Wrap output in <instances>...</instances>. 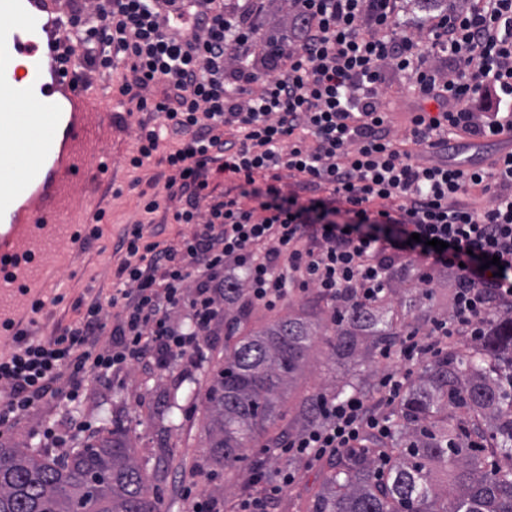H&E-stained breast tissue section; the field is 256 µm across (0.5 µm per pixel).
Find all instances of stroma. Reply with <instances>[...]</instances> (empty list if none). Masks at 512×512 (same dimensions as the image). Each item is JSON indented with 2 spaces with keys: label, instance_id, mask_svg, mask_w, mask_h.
Wrapping results in <instances>:
<instances>
[{
  "label": "stroma",
  "instance_id": "1",
  "mask_svg": "<svg viewBox=\"0 0 512 512\" xmlns=\"http://www.w3.org/2000/svg\"><path fill=\"white\" fill-rule=\"evenodd\" d=\"M138 115L114 120L111 135L102 137L100 145L112 156L110 181L112 192L106 193L101 207L106 217L102 235L89 243L83 253L57 256L59 283L46 288L45 296L62 294L60 305H46L39 333L52 335L57 327L75 320L78 299L96 293L108 297L115 272L121 261L115 246L126 225L141 218L140 192L166 197L165 178L161 167H152L140 186L131 187L133 178L125 158L131 151L137 129ZM206 359L196 367L175 362L165 372H147L132 364L103 380L86 384V398L79 410H71L60 401L49 402L27 414L0 443L11 445L30 442L39 447V439L31 438L32 430L47 424L64 437L68 447L80 448L106 436L113 426L128 429L135 453L146 464V475L152 488L158 489L164 500V512H192L193 502L183 493L191 486L211 499L218 512H231L244 497L251 475L250 468L239 470L235 481H225L223 474H209V449L205 435L207 418L198 400L208 388L216 364L224 357V325L216 323L206 339ZM354 359H330L323 345H315L289 388L285 405L295 408L309 393L337 382L355 368ZM182 390L185 397L177 422L164 421L162 414L168 394ZM255 457L266 469L294 471L293 484L285 487L270 503L268 512H310L315 498L322 491L323 465L313 467L279 452L256 449Z\"/></svg>",
  "mask_w": 512,
  "mask_h": 512
}]
</instances>
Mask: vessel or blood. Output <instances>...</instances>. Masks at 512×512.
Here are the masks:
<instances>
[{"label": "vessel or blood", "instance_id": "b4317fda", "mask_svg": "<svg viewBox=\"0 0 512 512\" xmlns=\"http://www.w3.org/2000/svg\"><path fill=\"white\" fill-rule=\"evenodd\" d=\"M69 13L57 0H0V160L21 159L17 173L0 176V338L11 339L23 317L20 295L35 297L52 278L40 261L22 282L8 281L25 250L68 238L83 247L80 223H59L75 180L101 185L104 158L91 133L111 128L103 107L112 95L86 85L77 63L61 64ZM33 104L19 112L20 101Z\"/></svg>", "mask_w": 512, "mask_h": 512}]
</instances>
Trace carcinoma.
Instances as JSON below:
<instances>
[{"label":"carcinoma","instance_id":"cac0c4a2","mask_svg":"<svg viewBox=\"0 0 512 512\" xmlns=\"http://www.w3.org/2000/svg\"><path fill=\"white\" fill-rule=\"evenodd\" d=\"M387 305L385 297L352 303L321 334L310 321L322 311L317 302L247 333L245 313L224 314V361L202 397L211 460L224 475L253 456L267 426L286 418L280 398L316 342L332 358L363 362L396 344L400 331L383 314ZM406 315L420 325L430 309L414 297ZM348 394L374 396L365 371L328 392ZM485 422L491 459L471 440ZM389 424L387 440L348 450L324 472L312 512H512V317L491 312L477 346L425 365ZM437 469L456 473L448 497L435 491ZM0 512H162V500L147 486L128 430L116 425L63 456L25 442L0 445Z\"/></svg>","mask_w":512,"mask_h":512}]
</instances>
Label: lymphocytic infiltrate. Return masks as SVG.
Instances as JSON below:
<instances>
[{
	"label": "lymphocytic infiltrate",
	"mask_w": 512,
	"mask_h": 512,
	"mask_svg": "<svg viewBox=\"0 0 512 512\" xmlns=\"http://www.w3.org/2000/svg\"><path fill=\"white\" fill-rule=\"evenodd\" d=\"M268 2L231 12L224 0H66L79 36L63 58L109 74L145 113L128 164L166 166L167 196L183 202L172 219L193 230L175 247L155 241L161 202L150 197L120 236L107 302L91 298L40 338L45 302L31 300L28 327L0 357V437L46 401L80 403L87 381L129 364L200 362L237 269L251 303L269 311L311 291L372 303L401 257L426 285L453 270L450 316L381 352L408 364L379 380L389 404L411 362L481 336L491 309H512V153L485 166L448 160L451 141L512 133V0L421 15L417 0H290L288 31L265 37ZM390 72L421 101L399 140L383 97ZM284 169L310 199L282 193ZM226 180L239 195H217ZM486 255L499 265L484 266ZM108 305L120 310L112 325ZM317 408L321 424L290 435L283 453L311 465L389 435L387 416L361 396L323 395Z\"/></svg>",
	"instance_id": "1"
}]
</instances>
